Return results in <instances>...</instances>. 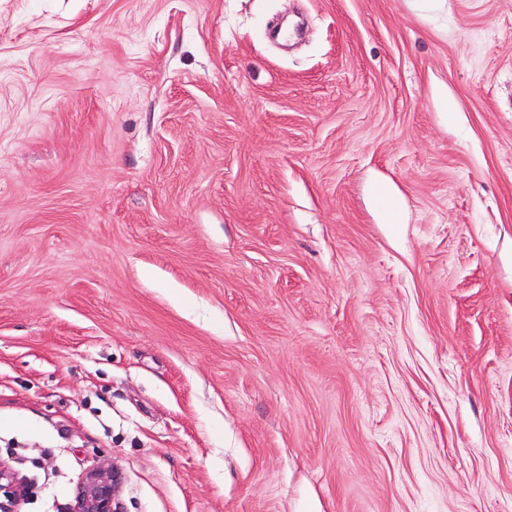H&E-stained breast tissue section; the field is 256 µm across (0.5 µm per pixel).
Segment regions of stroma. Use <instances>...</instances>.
<instances>
[{"instance_id": "stroma-1", "label": "stroma", "mask_w": 512, "mask_h": 512, "mask_svg": "<svg viewBox=\"0 0 512 512\" xmlns=\"http://www.w3.org/2000/svg\"><path fill=\"white\" fill-rule=\"evenodd\" d=\"M21 512H512V0H0ZM120 475L103 463L90 471L77 487L71 512H119L117 493Z\"/></svg>"}]
</instances>
